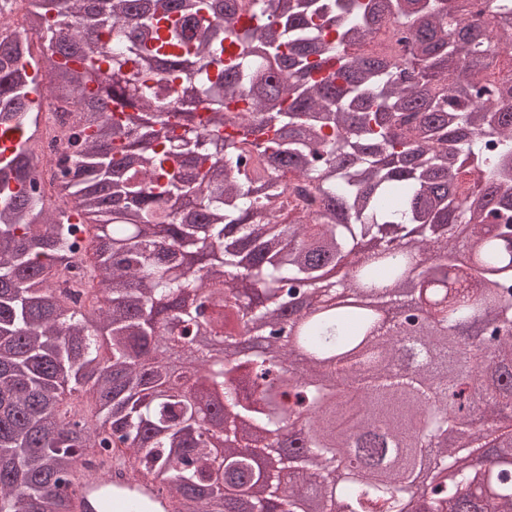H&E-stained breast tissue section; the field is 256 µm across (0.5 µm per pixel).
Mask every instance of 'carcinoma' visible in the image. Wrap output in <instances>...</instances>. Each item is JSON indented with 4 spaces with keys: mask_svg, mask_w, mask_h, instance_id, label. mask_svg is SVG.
Returning <instances> with one entry per match:
<instances>
[{
    "mask_svg": "<svg viewBox=\"0 0 512 512\" xmlns=\"http://www.w3.org/2000/svg\"><path fill=\"white\" fill-rule=\"evenodd\" d=\"M23 2L49 71L0 27V126L25 132L0 164V512H73L49 490L114 445L177 512H407L418 448L435 512H512V86L486 74L512 0L495 47L448 0H261L247 24L239 0ZM385 16L410 24L401 66L349 52ZM32 94L80 105L52 206ZM364 240L349 289L329 270ZM85 257L78 306L55 279ZM295 321L333 368L270 361Z\"/></svg>",
    "mask_w": 512,
    "mask_h": 512,
    "instance_id": "carcinoma-1",
    "label": "carcinoma"
}]
</instances>
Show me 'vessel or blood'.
Segmentation results:
<instances>
[{
  "label": "vessel or blood",
  "instance_id": "b4317fda",
  "mask_svg": "<svg viewBox=\"0 0 512 512\" xmlns=\"http://www.w3.org/2000/svg\"><path fill=\"white\" fill-rule=\"evenodd\" d=\"M127 457V449L118 448L79 466L68 488L75 512H173L165 486L143 481Z\"/></svg>",
  "mask_w": 512,
  "mask_h": 512
}]
</instances>
